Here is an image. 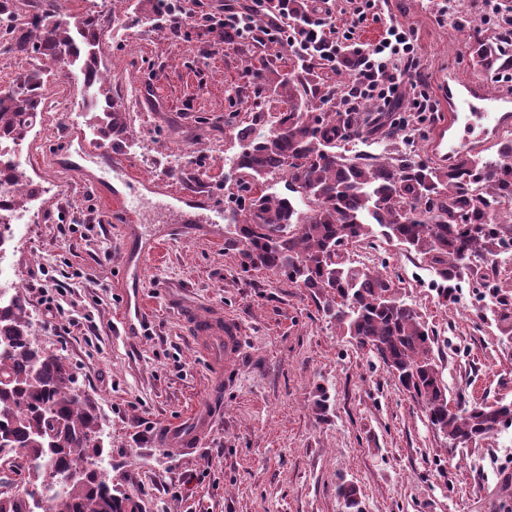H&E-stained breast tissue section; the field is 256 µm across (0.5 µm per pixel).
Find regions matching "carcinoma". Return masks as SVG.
Segmentation results:
<instances>
[{
    "label": "carcinoma",
    "instance_id": "carcinoma-1",
    "mask_svg": "<svg viewBox=\"0 0 512 512\" xmlns=\"http://www.w3.org/2000/svg\"><path fill=\"white\" fill-rule=\"evenodd\" d=\"M4 44L26 59L0 92V139L18 140L44 111L48 66L79 69L89 90L87 109L105 133L125 127L123 111L101 70L95 18L64 17L56 0L14 24ZM507 32L470 47L484 72H512ZM250 79L275 102L271 128L247 131L236 165L243 203L227 220L234 230L224 249L242 272L268 270L310 290L326 316L381 362L413 399L431 426L452 446L469 445L512 425V403L448 401L433 337L412 305L382 272L354 266L348 246L381 229V235L431 264L443 282L469 276L487 286L498 276L495 257L512 240V137L496 158L464 153L445 167L416 162L399 150L390 156H348L345 146L366 138L353 112L322 110L331 92L308 65L284 71L273 64L251 69ZM288 181V198L268 193V177ZM32 186L18 166H0V183ZM72 365L35 338L28 302L20 291L0 300V461H13L0 477V512H138V500L112 488L100 465L105 452L99 416L78 394ZM91 469L69 480L72 466ZM349 509L359 507L352 483L338 488Z\"/></svg>",
    "mask_w": 512,
    "mask_h": 512
}]
</instances>
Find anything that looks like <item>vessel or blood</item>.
I'll list each match as a JSON object with an SVG mask.
<instances>
[{
    "instance_id": "b4317fda",
    "label": "vessel or blood",
    "mask_w": 512,
    "mask_h": 512,
    "mask_svg": "<svg viewBox=\"0 0 512 512\" xmlns=\"http://www.w3.org/2000/svg\"><path fill=\"white\" fill-rule=\"evenodd\" d=\"M439 85L441 100L448 107V116L435 128L429 142L430 151L439 162H447L454 154L486 144L496 134L512 128L511 93H488L484 84L452 73L441 75ZM105 154L113 161L111 169L82 174L84 185L99 191L105 188L109 172L124 174L128 171L118 147L106 149ZM138 199L134 192H117L112 196V209L123 216V232L128 238L137 235ZM142 262V256H137L128 258L126 263L131 284L123 288L122 296L125 303L134 306L132 316L123 322L127 331L135 329L137 322L143 319ZM193 328L200 340L223 339L225 361L236 360L242 344L241 328L236 321L215 314L207 320L194 322Z\"/></svg>"
}]
</instances>
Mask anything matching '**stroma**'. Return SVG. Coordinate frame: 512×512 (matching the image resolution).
<instances>
[{
    "mask_svg": "<svg viewBox=\"0 0 512 512\" xmlns=\"http://www.w3.org/2000/svg\"><path fill=\"white\" fill-rule=\"evenodd\" d=\"M448 0H386L384 21L413 30L420 72L430 85L453 72L502 82L473 63L471 45L494 25L461 27ZM64 15L94 16L112 97L126 115L119 139L139 180V239L125 238L118 216L83 185V145L64 141V124L35 127L23 139L20 169L34 183L54 178L32 224H14L6 256L26 296L36 338L65 356L94 405L115 488L138 496L142 512H348L337 488L355 484L361 512H512V426L468 447L450 448L416 400L367 352L325 317L308 290L282 275L241 273L225 250L232 205L224 171L240 144L235 127L266 130L245 75L261 56L248 43H214L202 29L173 35L155 20V0H58ZM74 173L51 171L52 151ZM183 158L172 173L169 158ZM173 190L164 198L163 190ZM204 196L210 223L197 215ZM160 239L143 261L145 320L123 331L121 273L127 252ZM351 260L384 267L397 291L433 332V357L449 398L512 402V338L502 335L489 291L462 281L441 304L435 273L422 256L376 236L351 247ZM45 275L63 319L49 327L39 303ZM235 319L244 349L221 395V419L195 452L158 442L165 423L193 428L208 407L223 349L201 351L185 313Z\"/></svg>",
    "mask_w": 512,
    "mask_h": 512,
    "instance_id": "stroma-1",
    "label": "stroma"
}]
</instances>
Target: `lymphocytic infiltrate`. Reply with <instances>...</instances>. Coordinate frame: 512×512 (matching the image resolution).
I'll return each mask as SVG.
<instances>
[{
	"label": "lymphocytic infiltrate",
	"instance_id": "f902f5d3",
	"mask_svg": "<svg viewBox=\"0 0 512 512\" xmlns=\"http://www.w3.org/2000/svg\"><path fill=\"white\" fill-rule=\"evenodd\" d=\"M290 0H157L156 14L172 33L198 26L223 41L236 30L257 52L274 45L290 48L302 63L336 72L342 50H349L353 78L346 111L372 101L377 114L387 115L400 129L423 124L438 107L427 82L419 80L417 44L411 30L397 22L382 23L381 36L372 43L359 41V27L381 21V0H345L344 21H337L334 0H309L302 21L291 18ZM263 24H256V17Z\"/></svg>",
	"mask_w": 512,
	"mask_h": 512
}]
</instances>
